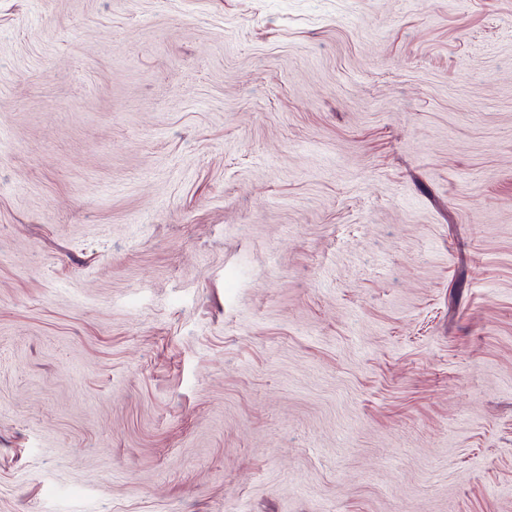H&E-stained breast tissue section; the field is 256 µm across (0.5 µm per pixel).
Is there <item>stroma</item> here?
<instances>
[{
    "label": "stroma",
    "mask_w": 512,
    "mask_h": 512,
    "mask_svg": "<svg viewBox=\"0 0 512 512\" xmlns=\"http://www.w3.org/2000/svg\"><path fill=\"white\" fill-rule=\"evenodd\" d=\"M0 512H512V0H0Z\"/></svg>",
    "instance_id": "1"
}]
</instances>
